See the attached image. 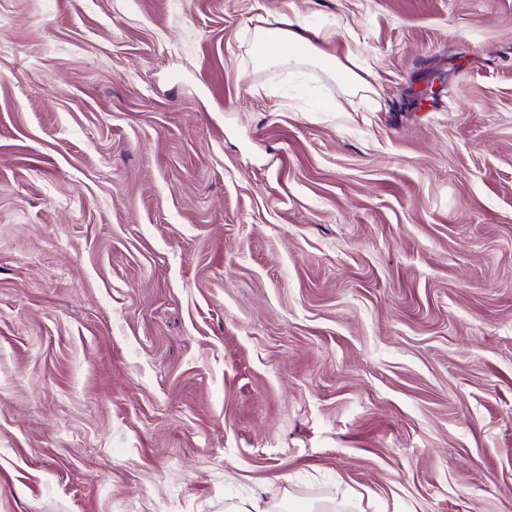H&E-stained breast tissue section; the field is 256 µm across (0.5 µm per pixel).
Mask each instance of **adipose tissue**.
Segmentation results:
<instances>
[{"label": "adipose tissue", "instance_id": "ef3b65f1", "mask_svg": "<svg viewBox=\"0 0 512 512\" xmlns=\"http://www.w3.org/2000/svg\"><path fill=\"white\" fill-rule=\"evenodd\" d=\"M330 33H318L310 28L300 15L283 18L278 25L262 26L254 33L255 44L263 45L265 52L256 57V64L263 69L286 71L292 74L302 68L315 66L327 75L336 78L345 97H354L361 93H373L374 88L365 78L351 68L354 52L345 57L323 51L319 40H330Z\"/></svg>", "mask_w": 512, "mask_h": 512}]
</instances>
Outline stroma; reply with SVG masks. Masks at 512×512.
<instances>
[{
    "instance_id": "1",
    "label": "stroma",
    "mask_w": 512,
    "mask_h": 512,
    "mask_svg": "<svg viewBox=\"0 0 512 512\" xmlns=\"http://www.w3.org/2000/svg\"><path fill=\"white\" fill-rule=\"evenodd\" d=\"M256 497L512 512V0H0V512ZM335 32H320L310 28L299 14L285 17L278 25L262 26L255 30L251 51L259 44L262 56L253 57L263 69L288 71L297 74L302 68L315 66L327 75L336 78L341 85L343 96L355 97L359 93L377 94L365 78L342 61L337 55L323 51L313 38L328 41Z\"/></svg>"
}]
</instances>
